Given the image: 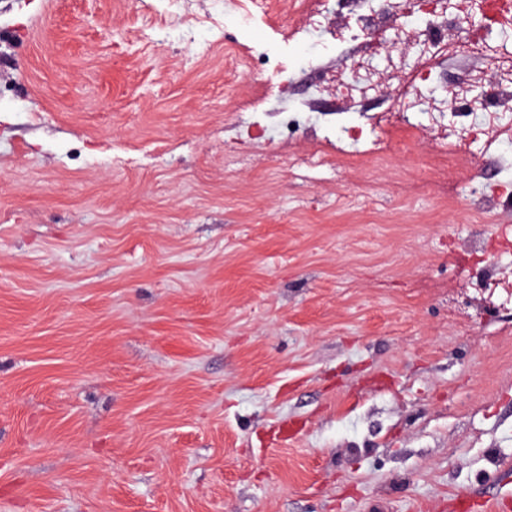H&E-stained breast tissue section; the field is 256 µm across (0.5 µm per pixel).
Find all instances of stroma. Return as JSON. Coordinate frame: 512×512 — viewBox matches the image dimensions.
<instances>
[{"label":"stroma","instance_id":"obj_1","mask_svg":"<svg viewBox=\"0 0 512 512\" xmlns=\"http://www.w3.org/2000/svg\"><path fill=\"white\" fill-rule=\"evenodd\" d=\"M0 0V512H512V310L462 271L475 182L409 154L224 168V49L181 0ZM293 80L268 109L315 98ZM232 3L231 1H226L223 3L222 10L213 9V11H207L202 14L192 12L190 7L187 6L182 12L171 14L166 25L170 29L175 30L188 24L189 20L192 19L201 26L217 27L219 25V16L223 13L225 16L224 8Z\"/></svg>","mask_w":512,"mask_h":512}]
</instances>
